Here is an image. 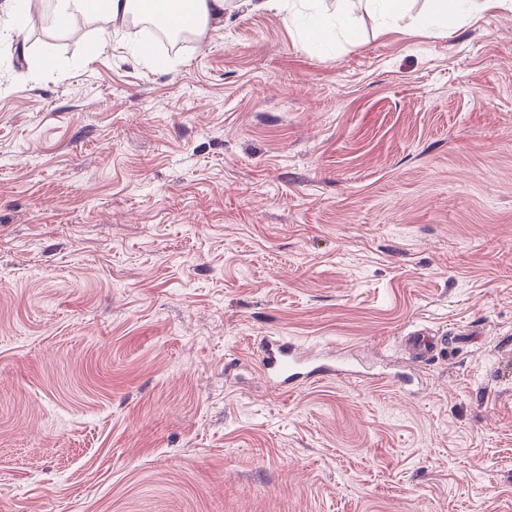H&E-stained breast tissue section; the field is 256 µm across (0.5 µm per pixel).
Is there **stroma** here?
Segmentation results:
<instances>
[{
    "instance_id": "stroma-1",
    "label": "stroma",
    "mask_w": 512,
    "mask_h": 512,
    "mask_svg": "<svg viewBox=\"0 0 512 512\" xmlns=\"http://www.w3.org/2000/svg\"><path fill=\"white\" fill-rule=\"evenodd\" d=\"M350 9L142 57L0 4V512H512V7ZM270 336L358 375L277 395ZM375 13L384 23H397L408 14L409 0H370ZM461 1L462 0H432L433 15L440 28L448 30L453 27ZM403 344L409 353L419 358H429L448 350V336H430L425 329L407 333Z\"/></svg>"
}]
</instances>
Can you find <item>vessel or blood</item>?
Segmentation results:
<instances>
[{"label": "vessel or blood", "instance_id": "obj_1", "mask_svg": "<svg viewBox=\"0 0 512 512\" xmlns=\"http://www.w3.org/2000/svg\"><path fill=\"white\" fill-rule=\"evenodd\" d=\"M403 344L412 355L426 358L446 351L448 339L418 329L404 336ZM260 371L275 389L288 393L330 372L351 374L354 367L349 358L335 350L307 348L291 340L271 339L264 346Z\"/></svg>", "mask_w": 512, "mask_h": 512}]
</instances>
